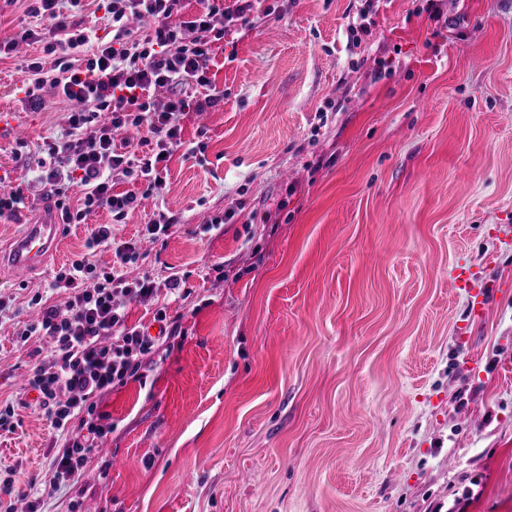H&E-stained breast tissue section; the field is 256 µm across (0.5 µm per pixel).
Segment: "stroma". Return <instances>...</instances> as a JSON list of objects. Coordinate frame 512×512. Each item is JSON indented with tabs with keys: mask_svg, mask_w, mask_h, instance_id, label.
<instances>
[{
	"mask_svg": "<svg viewBox=\"0 0 512 512\" xmlns=\"http://www.w3.org/2000/svg\"><path fill=\"white\" fill-rule=\"evenodd\" d=\"M226 39L224 100L184 120L163 184L119 182L137 208L69 224L47 267H0V401L29 367L14 345L54 271L88 228L128 239L177 220L128 276L168 302L169 333L126 385L99 397L112 429L77 487L53 482V437L36 402L0 431L14 512H512V0H382L373 33L347 46L357 0H271ZM37 45L0 58V191L39 179L42 139L71 103L20 88ZM391 75L373 76L384 52ZM233 219L206 230L211 217ZM497 280L470 337L453 276ZM180 279L179 295L169 290Z\"/></svg>",
	"mask_w": 512,
	"mask_h": 512,
	"instance_id": "1",
	"label": "stroma"
}]
</instances>
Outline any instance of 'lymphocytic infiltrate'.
<instances>
[{
	"label": "lymphocytic infiltrate",
	"mask_w": 512,
	"mask_h": 512,
	"mask_svg": "<svg viewBox=\"0 0 512 512\" xmlns=\"http://www.w3.org/2000/svg\"><path fill=\"white\" fill-rule=\"evenodd\" d=\"M182 2L105 0L112 27L107 40L84 27L85 0H27V16L43 21V28L24 24L15 38L0 42V54L6 55L22 43L43 45L42 57L27 66L24 94L32 107H43L47 83L64 101L80 104L68 114L63 137L40 146L41 198L53 203L66 224L84 223L99 208L112 215L111 223L90 228L85 253L54 273L51 289L70 293L66 310L35 294L31 303L41 318L18 334L35 360L28 387L63 439L53 460L59 485L80 481L110 430L97 397L133 377L158 342L147 326L127 322L128 307L152 296L153 282L146 274L128 277L125 270L138 260L141 239L165 240L175 220L162 214L145 225L140 238L116 239L112 227L136 208L137 196L115 192L114 186L120 179L150 190L161 185L165 162L183 144L184 117L224 99L213 91L211 77L222 42L252 14L272 13L265 0H196L195 14L186 17ZM46 55L53 59L50 76L42 62ZM161 94L167 97L162 104ZM132 130L140 134L136 146L118 149L117 137ZM101 250L111 252V265L96 261ZM35 336L42 344L33 348Z\"/></svg>",
	"instance_id": "f902f5d3"
}]
</instances>
